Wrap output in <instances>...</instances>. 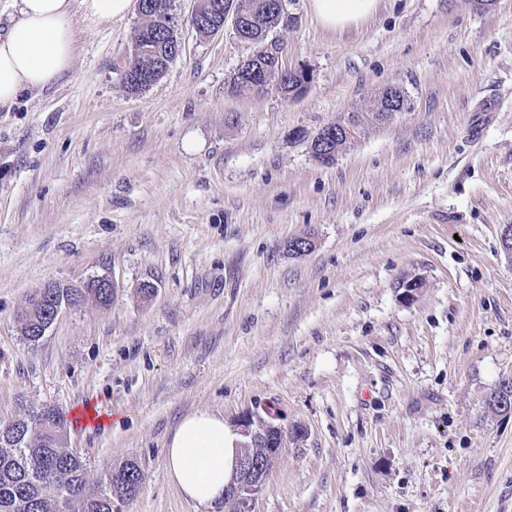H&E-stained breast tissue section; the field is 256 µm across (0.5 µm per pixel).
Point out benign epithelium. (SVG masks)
<instances>
[{
    "label": "benign epithelium",
    "mask_w": 512,
    "mask_h": 512,
    "mask_svg": "<svg viewBox=\"0 0 512 512\" xmlns=\"http://www.w3.org/2000/svg\"><path fill=\"white\" fill-rule=\"evenodd\" d=\"M137 11L139 15L150 12L162 26L175 25L173 14L165 5L157 4L153 0H137ZM232 19L234 31L238 38L246 40L245 32L248 30L246 19L239 14L234 7V2L228 0L224 8H215L213 12L203 17L200 9L187 18L186 23L190 27L207 22L212 34H218L224 30L227 19ZM283 52V45L277 40H270L261 48L260 53L266 55L267 62L272 67L264 70L262 79L256 83L255 88L264 89L270 74L274 68L280 67V58ZM396 88L388 86L383 88L376 96L378 106L390 117L399 112V107L394 101ZM359 125L354 118L347 117L334 126H325L319 130L311 139L310 150L313 158L321 164H329L337 159L339 154L352 143L358 135ZM281 414L268 407L264 413L248 411L244 413L237 423L236 432L243 437L242 447L248 448L264 438V433L270 431L275 434V445L268 449L266 460L259 463L249 454L245 453L237 457L233 474L224 487V499L237 504V512H252V504L255 496L260 491L271 467L277 459L280 449L286 437L293 435L294 428L285 427L280 423Z\"/></svg>",
    "instance_id": "obj_1"
}]
</instances>
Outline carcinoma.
I'll return each mask as SVG.
<instances>
[{"label":"carcinoma","mask_w":512,"mask_h":512,"mask_svg":"<svg viewBox=\"0 0 512 512\" xmlns=\"http://www.w3.org/2000/svg\"><path fill=\"white\" fill-rule=\"evenodd\" d=\"M238 9L253 20L250 36L260 46L267 34L281 25L279 14L266 9L270 0H237ZM177 34L158 29L152 45L161 57L160 69L152 82L159 81L177 57ZM76 297L80 302L110 304L100 279L85 288L49 285L28 301L36 315L43 317L61 299ZM65 424L52 406L29 409L9 426L0 425V512H115L114 502L136 495L142 481L139 465L129 461L100 472L98 489L87 488L88 463L63 444Z\"/></svg>","instance_id":"1"}]
</instances>
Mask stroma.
<instances>
[{
	"mask_svg": "<svg viewBox=\"0 0 512 512\" xmlns=\"http://www.w3.org/2000/svg\"><path fill=\"white\" fill-rule=\"evenodd\" d=\"M196 5L174 0L182 51L141 93L119 77L133 10L78 17L69 71L0 107V422L58 408L92 487L136 461L118 512H224L180 495L165 447L190 413L268 405L305 435L253 512H512V413L486 403L512 377V0H380L343 32L289 0L295 98L234 92L252 48L197 34ZM385 86L405 110L317 162L312 137ZM96 277L111 306L24 338L32 293ZM88 406L103 423L75 425Z\"/></svg>",
	"mask_w": 512,
	"mask_h": 512,
	"instance_id": "1",
	"label": "stroma"
}]
</instances>
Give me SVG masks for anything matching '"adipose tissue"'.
<instances>
[{"label": "adipose tissue", "instance_id": "1", "mask_svg": "<svg viewBox=\"0 0 512 512\" xmlns=\"http://www.w3.org/2000/svg\"><path fill=\"white\" fill-rule=\"evenodd\" d=\"M12 12L0 33V107L22 92L42 89L70 69L78 16L124 18L131 0H10ZM378 0H310L326 29L343 30L375 15ZM240 437L222 416H186L169 440L167 470L181 495L199 506L221 500L232 474Z\"/></svg>", "mask_w": 512, "mask_h": 512}]
</instances>
